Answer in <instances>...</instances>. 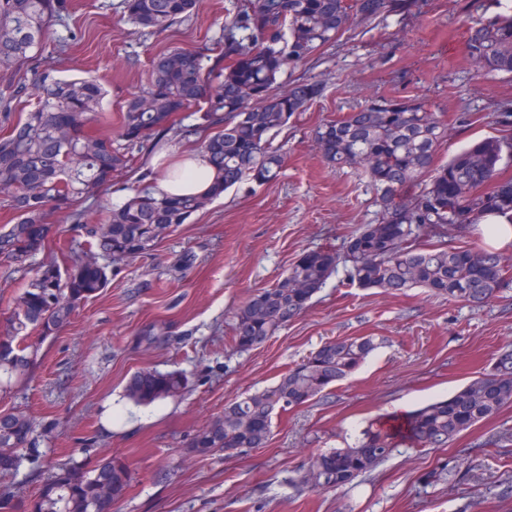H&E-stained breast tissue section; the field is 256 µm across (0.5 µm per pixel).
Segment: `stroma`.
Returning a JSON list of instances; mask_svg holds the SVG:
<instances>
[{"label": "stroma", "instance_id": "stroma-1", "mask_svg": "<svg viewBox=\"0 0 512 512\" xmlns=\"http://www.w3.org/2000/svg\"><path fill=\"white\" fill-rule=\"evenodd\" d=\"M53 21L42 68L96 76L108 94L101 127L122 145L121 112L148 90L152 60L176 48L206 51L224 34L233 0H198L193 15L154 34L137 28L123 0H71ZM495 0H418L410 13L360 24L308 60L288 65L282 84L311 79L322 95L278 136L286 164L267 185L242 183L170 233L153 255L125 262L108 286L81 302L43 342L30 378L0 395V410L30 416L36 453L0 490L33 502L60 464L90 469L124 460L132 482L117 512H512V406L445 448L401 447L341 489L299 482L310 455L344 447L366 419L400 414L446 397L490 369L512 347V285L480 306L412 288L393 295L351 286L345 268L309 308L250 350L233 343L237 310L274 284L301 255L342 251L375 211L358 169L321 157L317 127L370 98L415 96L442 112L456 151L499 133L494 112L512 103V75L479 76L465 42L472 22L495 14ZM473 116L458 127L457 113ZM151 159L115 173L76 214L50 218V249L82 243L76 223H104L135 189H156ZM375 337L378 347L348 380L278 420L267 447L238 455L193 456L191 438L227 401L274 385L322 343ZM183 370V397L138 405L125 396L134 372ZM452 466L453 475L442 474Z\"/></svg>", "mask_w": 512, "mask_h": 512}]
</instances>
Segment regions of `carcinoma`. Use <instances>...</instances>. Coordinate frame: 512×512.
Instances as JSON below:
<instances>
[{
    "mask_svg": "<svg viewBox=\"0 0 512 512\" xmlns=\"http://www.w3.org/2000/svg\"><path fill=\"white\" fill-rule=\"evenodd\" d=\"M416 0H237L215 53L174 49L154 62L148 91L131 96L121 116L125 146L92 133L108 121L107 95L94 77L59 78L34 69L31 84L16 69L46 43L52 18L69 12V0H0V205L15 223L0 227V267L25 270L45 252L48 208L70 211L94 189L129 167L132 149L174 129L179 113L202 101L195 133L217 171L205 196L136 192L110 210L103 224L77 225L91 241L70 249L69 267L54 258L32 270L0 331V391L26 379L41 340L70 322L76 306L108 283L107 267L152 254L162 240L227 190L276 179L285 157L274 145L289 120L322 94L317 82L278 89L291 63L306 60L359 22L403 15ZM196 0H124L129 21L162 32L191 15ZM467 53L480 75L512 74V7L470 27ZM37 105L11 120L27 90ZM448 123L419 98L369 100L315 131L323 159L336 168L361 169L374 190L376 211L346 241L343 252L304 254L277 282L253 293L238 309L233 342L239 350L264 343L301 315L327 280L344 265L361 288L398 293L426 288L450 300L483 304L506 284L512 259L495 251L447 243L490 213L512 217V136L487 137L437 163ZM371 336L321 344L272 387L229 401L190 440L195 455H234L263 448L275 415L312 401L345 380L375 349ZM187 376L146 369L131 378L127 395L150 404L182 395ZM512 405V351L494 367L444 399L402 416L370 422L352 443L318 454L324 488H342L372 472L402 442L445 448L462 432ZM33 423L23 413L0 411V475L17 472L33 444ZM131 480L129 467L107 457L91 469L65 465L41 488L33 512H114ZM111 495H102V488Z\"/></svg>",
    "mask_w": 512,
    "mask_h": 512,
    "instance_id": "cac0c4a2",
    "label": "carcinoma"
}]
</instances>
